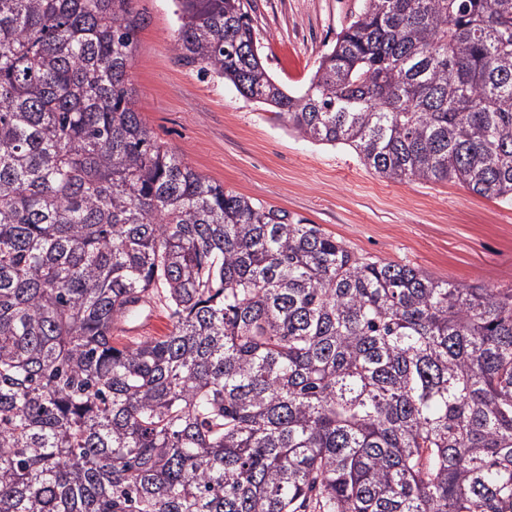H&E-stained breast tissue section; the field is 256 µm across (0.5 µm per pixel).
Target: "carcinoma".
I'll list each match as a JSON object with an SVG mask.
<instances>
[{"label":"carcinoma","mask_w":512,"mask_h":512,"mask_svg":"<svg viewBox=\"0 0 512 512\" xmlns=\"http://www.w3.org/2000/svg\"><path fill=\"white\" fill-rule=\"evenodd\" d=\"M133 2L0 0V512H512V287L197 172L135 108ZM176 2L179 60L299 137L512 205V0H363L300 92L242 0ZM147 315H150V322L146 323L145 317ZM140 322H143L144 327L139 333L129 334L126 330V326H128V324H126L122 325L125 331H117L114 333V336H126L125 338L119 340L120 343H130L131 341H136L138 339L163 336L167 332L169 323L166 317V313L160 309H153L151 311L146 309L139 317V319L134 323L139 324Z\"/></svg>","instance_id":"obj_1"}]
</instances>
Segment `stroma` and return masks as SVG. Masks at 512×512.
Wrapping results in <instances>:
<instances>
[{"label": "stroma", "mask_w": 512, "mask_h": 512, "mask_svg": "<svg viewBox=\"0 0 512 512\" xmlns=\"http://www.w3.org/2000/svg\"><path fill=\"white\" fill-rule=\"evenodd\" d=\"M243 3L268 73L297 90L362 0ZM135 8L144 19L131 69L135 108L196 170L319 225L358 256L461 284L512 286V206L450 182H392L347 146L303 140L230 83L178 61L175 0Z\"/></svg>", "instance_id": "1"}]
</instances>
